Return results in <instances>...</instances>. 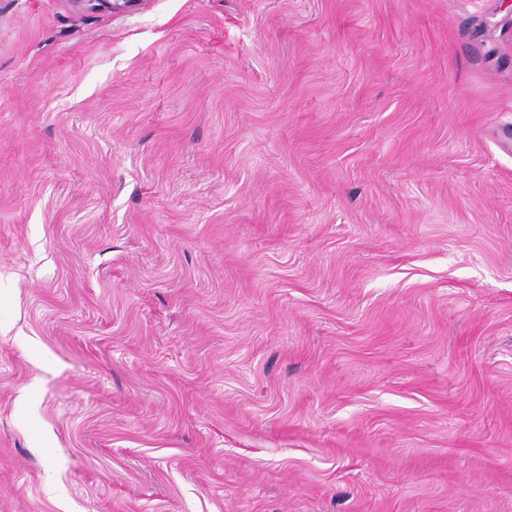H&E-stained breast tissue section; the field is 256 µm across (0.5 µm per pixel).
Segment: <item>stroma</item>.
Segmentation results:
<instances>
[{"mask_svg":"<svg viewBox=\"0 0 512 512\" xmlns=\"http://www.w3.org/2000/svg\"><path fill=\"white\" fill-rule=\"evenodd\" d=\"M512 9L0 0V512H512ZM140 0H66L71 10L76 14L93 11L100 7L108 8L112 13H129Z\"/></svg>","mask_w":512,"mask_h":512,"instance_id":"1","label":"stroma"}]
</instances>
